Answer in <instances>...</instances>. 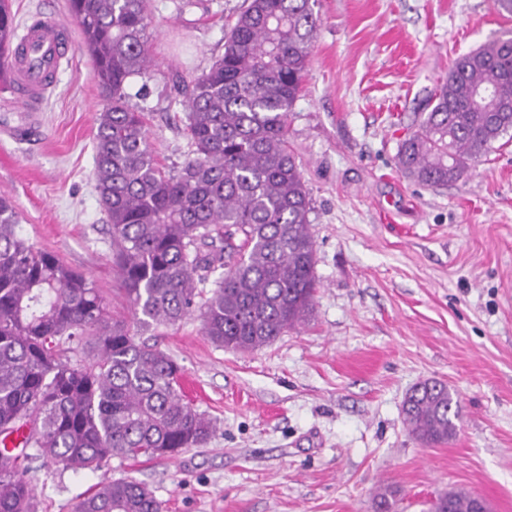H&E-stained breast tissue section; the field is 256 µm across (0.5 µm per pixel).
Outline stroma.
<instances>
[{"mask_svg": "<svg viewBox=\"0 0 512 512\" xmlns=\"http://www.w3.org/2000/svg\"><path fill=\"white\" fill-rule=\"evenodd\" d=\"M243 2L151 0L152 77L131 103L165 170L188 155L176 80L223 55ZM314 10L321 23L288 116L312 200L320 287L310 321L248 352L213 343L196 312L149 329L214 436L100 472L29 460L37 512H74L105 476L145 483L163 512H375L384 485L398 489V512H428L447 488L512 512V138L441 187L396 165L454 61L512 29V16L493 0H317ZM71 37L40 111L42 139L0 133V195L22 237L128 320L93 176L100 92L79 30ZM427 379L447 383L462 407L456 438L436 447L415 441L402 414Z\"/></svg>", "mask_w": 512, "mask_h": 512, "instance_id": "stroma-1", "label": "stroma"}]
</instances>
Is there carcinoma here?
<instances>
[{"label": "carcinoma", "mask_w": 512, "mask_h": 512, "mask_svg": "<svg viewBox=\"0 0 512 512\" xmlns=\"http://www.w3.org/2000/svg\"><path fill=\"white\" fill-rule=\"evenodd\" d=\"M151 0H68L103 97L94 179L112 256L136 324L175 325L199 310L205 335L234 351L269 345L305 322L318 288L311 200L288 148V113L302 91L320 26L315 0H245L224 34V54L177 87L189 157L159 164L129 88L152 70ZM15 34L0 0V50ZM512 130V31L456 59L399 145V169L428 186L466 174ZM0 198V435L24 434L23 452H0V512H36L20 459L36 455L75 472L115 457L171 456L199 447L215 425L186 401L182 368L112 317L101 291L57 255L19 235ZM220 267L210 296L201 285ZM85 345L91 358L66 353ZM425 445L455 438L459 400L427 380L403 406ZM475 493L451 488L432 512H478ZM396 492H377L395 512ZM76 512H162L134 479H105Z\"/></svg>", "instance_id": "obj_1"}]
</instances>
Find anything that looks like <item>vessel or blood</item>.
<instances>
[{
  "label": "vessel or blood",
  "mask_w": 512,
  "mask_h": 512,
  "mask_svg": "<svg viewBox=\"0 0 512 512\" xmlns=\"http://www.w3.org/2000/svg\"><path fill=\"white\" fill-rule=\"evenodd\" d=\"M70 43L65 28L47 12L33 14L22 32L0 56L9 78L18 92L25 115L12 125L14 138L31 142L40 139L42 127L34 108L41 104L53 86Z\"/></svg>",
  "instance_id": "obj_1"
}]
</instances>
